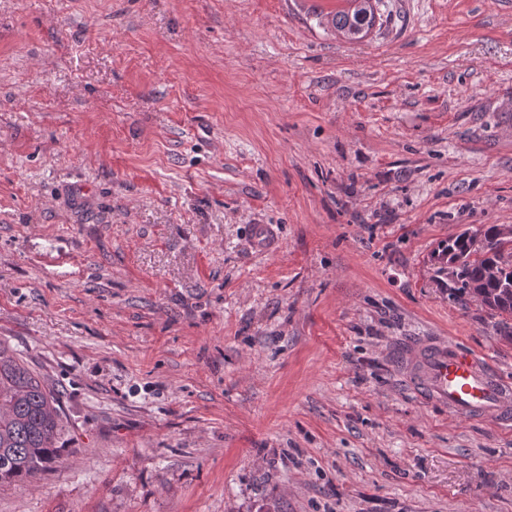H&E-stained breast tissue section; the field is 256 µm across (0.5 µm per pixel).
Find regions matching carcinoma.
<instances>
[{"instance_id":"1","label":"carcinoma","mask_w":512,"mask_h":512,"mask_svg":"<svg viewBox=\"0 0 512 512\" xmlns=\"http://www.w3.org/2000/svg\"><path fill=\"white\" fill-rule=\"evenodd\" d=\"M384 23L381 0H350L333 15L332 27L350 41L364 39ZM480 244L463 232L438 250L439 271L452 267L453 292L467 295L498 314L512 316V252L498 226L480 232ZM479 257H474V254ZM497 268L495 280L485 277ZM64 416L53 389L22 358L0 344V484L23 481L49 470L59 459L57 442L64 434Z\"/></svg>"}]
</instances>
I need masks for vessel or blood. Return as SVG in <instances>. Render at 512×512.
<instances>
[{
    "mask_svg": "<svg viewBox=\"0 0 512 512\" xmlns=\"http://www.w3.org/2000/svg\"><path fill=\"white\" fill-rule=\"evenodd\" d=\"M401 366L421 400L448 407L462 418L512 421V385L455 341L409 344L401 353Z\"/></svg>",
    "mask_w": 512,
    "mask_h": 512,
    "instance_id": "1",
    "label": "vessel or blood"
}]
</instances>
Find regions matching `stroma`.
<instances>
[{
    "instance_id": "stroma-1",
    "label": "stroma",
    "mask_w": 512,
    "mask_h": 512,
    "mask_svg": "<svg viewBox=\"0 0 512 512\" xmlns=\"http://www.w3.org/2000/svg\"><path fill=\"white\" fill-rule=\"evenodd\" d=\"M385 2L0 0V344L67 425L0 512H512V425L398 370L512 383L433 259L512 227V0ZM350 6L333 15L332 27L350 41L364 39L369 32L384 23L381 0H350ZM401 366L421 400L462 418L512 422V386L454 340L411 343L402 350Z\"/></svg>"
}]
</instances>
